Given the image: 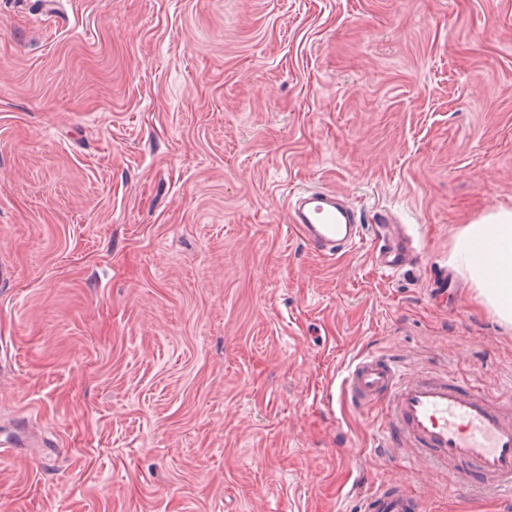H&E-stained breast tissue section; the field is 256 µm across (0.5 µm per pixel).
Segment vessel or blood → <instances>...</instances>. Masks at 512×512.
<instances>
[{"instance_id": "b4317fda", "label": "vessel or blood", "mask_w": 512, "mask_h": 512, "mask_svg": "<svg viewBox=\"0 0 512 512\" xmlns=\"http://www.w3.org/2000/svg\"><path fill=\"white\" fill-rule=\"evenodd\" d=\"M289 222L322 256L369 241L379 269L400 271L415 248L404 225L385 213L372 226L336 191L302 188L287 204ZM353 408L384 402L386 435L412 461L427 460L448 475L449 490L476 485L512 495V399L475 391L448 376L421 377L384 356L358 359L344 378ZM423 501L404 483L380 485L361 512H423Z\"/></svg>"}]
</instances>
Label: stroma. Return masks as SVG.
Segmentation results:
<instances>
[{
    "label": "stroma",
    "instance_id": "1",
    "mask_svg": "<svg viewBox=\"0 0 512 512\" xmlns=\"http://www.w3.org/2000/svg\"><path fill=\"white\" fill-rule=\"evenodd\" d=\"M0 0V512H512L408 468L341 381L384 353L512 392V327L430 299L512 209V0ZM416 255L316 256L290 191ZM369 241L372 259L384 272L400 271L415 251L413 237L406 227L395 224L386 213H378L374 224H371ZM361 512H422L423 501L413 494L404 483L380 485L361 504Z\"/></svg>",
    "mask_w": 512,
    "mask_h": 512
}]
</instances>
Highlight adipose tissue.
I'll return each instance as SVG.
<instances>
[{
	"instance_id": "ef3b65f1",
	"label": "adipose tissue",
	"mask_w": 512,
	"mask_h": 512,
	"mask_svg": "<svg viewBox=\"0 0 512 512\" xmlns=\"http://www.w3.org/2000/svg\"><path fill=\"white\" fill-rule=\"evenodd\" d=\"M451 260L477 290L483 307L512 325V211L490 212L462 227Z\"/></svg>"
}]
</instances>
